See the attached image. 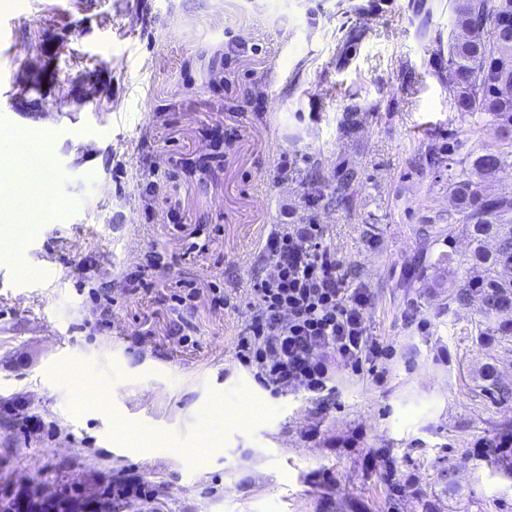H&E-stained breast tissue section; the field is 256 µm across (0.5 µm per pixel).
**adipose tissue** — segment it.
Instances as JSON below:
<instances>
[{
	"instance_id": "obj_1",
	"label": "adipose tissue",
	"mask_w": 512,
	"mask_h": 512,
	"mask_svg": "<svg viewBox=\"0 0 512 512\" xmlns=\"http://www.w3.org/2000/svg\"><path fill=\"white\" fill-rule=\"evenodd\" d=\"M52 143L31 148L23 129L0 136V263L22 267L26 241L60 207L48 186Z\"/></svg>"
}]
</instances>
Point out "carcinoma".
I'll list each match as a JSON object with an SVG mask.
<instances>
[{
    "label": "carcinoma",
    "mask_w": 512,
    "mask_h": 512,
    "mask_svg": "<svg viewBox=\"0 0 512 512\" xmlns=\"http://www.w3.org/2000/svg\"><path fill=\"white\" fill-rule=\"evenodd\" d=\"M448 32V94L460 112L478 114L493 125L508 149L486 152L475 147L466 166L448 179L455 201L448 230L461 229L469 239V262L476 275L449 282L451 300L474 305L479 336H512V279L499 269L512 267V189L494 190L500 174L512 166V0H451ZM493 35L485 37L487 23ZM486 390L505 399L497 368L485 367Z\"/></svg>",
    "instance_id": "obj_1"
}]
</instances>
